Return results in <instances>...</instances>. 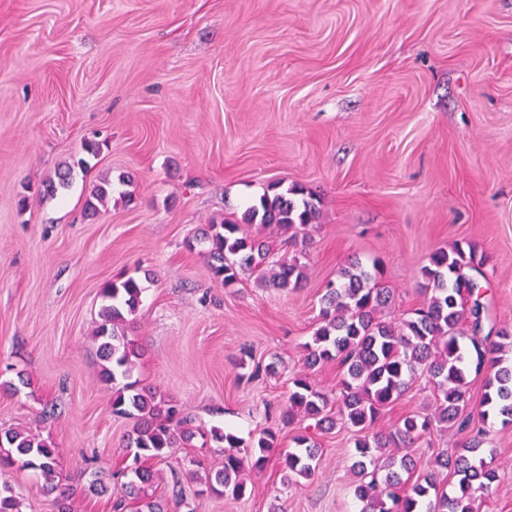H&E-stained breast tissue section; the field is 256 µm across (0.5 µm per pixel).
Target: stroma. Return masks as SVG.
Masks as SVG:
<instances>
[{
	"label": "stroma",
	"instance_id": "stroma-1",
	"mask_svg": "<svg viewBox=\"0 0 512 512\" xmlns=\"http://www.w3.org/2000/svg\"><path fill=\"white\" fill-rule=\"evenodd\" d=\"M99 143L90 171L49 194L56 171ZM128 176L88 216L101 174ZM301 184L319 214L297 288L244 276L227 288L189 240ZM488 257L491 322L512 327V0H0V429L51 438L76 490L70 512H112L132 465L134 422L113 416L95 330L100 291L144 287L126 321L134 376L194 427L278 453L245 496L207 491L221 458L173 449L150 493L177 512H360L354 436H318L310 478L282 452L290 380L335 394V361L305 367L327 283L380 262L399 319L423 302L431 252ZM418 379L378 428L430 410ZM498 478L480 512H512V425L480 450ZM21 512H59L34 471H0Z\"/></svg>",
	"mask_w": 512,
	"mask_h": 512
}]
</instances>
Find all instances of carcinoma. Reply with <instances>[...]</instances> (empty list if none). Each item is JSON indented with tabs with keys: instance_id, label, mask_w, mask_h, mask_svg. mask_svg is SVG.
Instances as JSON below:
<instances>
[{
	"instance_id": "obj_1",
	"label": "carcinoma",
	"mask_w": 512,
	"mask_h": 512,
	"mask_svg": "<svg viewBox=\"0 0 512 512\" xmlns=\"http://www.w3.org/2000/svg\"><path fill=\"white\" fill-rule=\"evenodd\" d=\"M88 166L80 158L76 165L58 170L57 180L48 183L47 191L69 185L74 168L85 171ZM91 196L101 204L112 198V179L101 178ZM316 218L317 208L304 188L280 192L275 185L260 197L259 204L245 210L241 221L226 218L210 224L198 243L206 245L201 254L213 278L226 288L256 272L266 287L296 288L304 278V265L297 257L277 258L263 233L289 231V241L300 238L305 244L306 229ZM246 224L258 230L249 234L243 231ZM485 267L486 257L470 243L433 251L421 269L423 290L430 297L398 325L382 317L392 306L393 292L381 279L379 262H373L370 271L352 261L341 269L338 281L328 282L322 324L313 341L305 345V364L311 369L338 361L343 369L341 392L332 400L308 376L293 377L284 421L311 419L314 425L312 434L298 436L296 448L283 455L289 472L312 476L319 452L315 433L340 422L355 432L354 494L362 503L360 512H479L496 473L475 453L485 442L489 423H512V329L484 333L489 317L483 295ZM142 292L133 278L107 284L101 291V323L95 334L99 356L106 363L103 376L112 385V414L135 422L130 439L135 449L134 478L126 484L124 495L113 501V512H126L131 502L137 512H163L146 494L155 481L150 462L166 458L174 448L191 445L196 437L191 418L179 404L132 379L139 350L121 323L123 311L136 310ZM418 377L432 388L434 411L407 416L388 432L374 428L382 411L399 400ZM473 378L484 381L476 408L468 397ZM439 429L467 431L469 437L453 452L438 454L436 472L412 484L402 478V473L415 467L410 455H380L384 448H412ZM276 437V432L267 430L251 450L243 451L234 433L212 429L210 439L217 444L223 462L209 476L208 489L229 499L242 498L247 490L242 475L264 468L276 449ZM18 458L39 472L44 488L58 493L59 502L70 498L71 488L64 483L51 438L15 429L0 431V465L11 466ZM440 470L456 477L449 491L440 486ZM0 512H20L19 501L7 485L0 488Z\"/></svg>"
}]
</instances>
